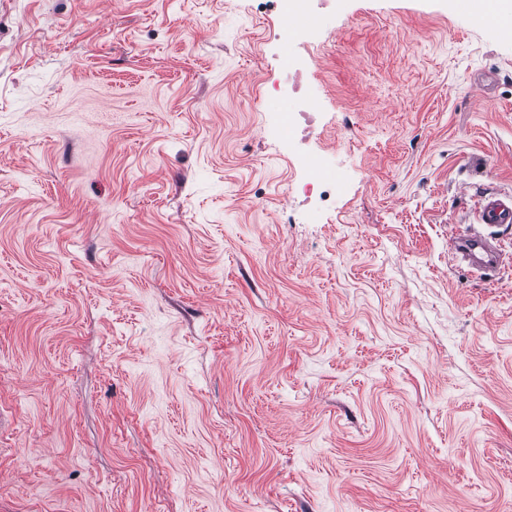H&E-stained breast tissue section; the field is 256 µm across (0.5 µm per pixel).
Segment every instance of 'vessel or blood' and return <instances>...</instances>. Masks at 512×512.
I'll list each match as a JSON object with an SVG mask.
<instances>
[{
	"label": "vessel or blood",
	"instance_id": "1",
	"mask_svg": "<svg viewBox=\"0 0 512 512\" xmlns=\"http://www.w3.org/2000/svg\"><path fill=\"white\" fill-rule=\"evenodd\" d=\"M479 215L482 229L470 226L456 231L449 240L450 250L484 276L492 277L504 263L512 261V253L506 251L495 232L499 225L512 224V195H485L480 202Z\"/></svg>",
	"mask_w": 512,
	"mask_h": 512
}]
</instances>
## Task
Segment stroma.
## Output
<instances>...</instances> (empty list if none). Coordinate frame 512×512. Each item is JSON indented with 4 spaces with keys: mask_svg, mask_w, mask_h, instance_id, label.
<instances>
[{
    "mask_svg": "<svg viewBox=\"0 0 512 512\" xmlns=\"http://www.w3.org/2000/svg\"><path fill=\"white\" fill-rule=\"evenodd\" d=\"M0 0V512H512V43L467 0ZM482 157L471 176L470 156ZM309 0H266L259 1V8L268 7L267 11L275 13L284 22L283 27L274 34L273 39L278 42L282 54L288 62L281 77L274 85V90L287 102L288 112L283 114L279 122L280 131H288V136L293 137L299 124V118H304L310 112V100L306 97H297L300 93L296 79L301 75L298 70L291 71L290 68L297 65L294 50L304 42L298 43L299 34L304 33L313 36L316 30L303 29L296 23L309 10ZM323 163L319 156H313L308 161V177L302 185V191L309 196L317 193L321 201L330 200L333 191L336 193V183L329 184L322 177ZM479 215L483 226L494 228L512 224V195L490 193L482 197ZM468 226L465 230H457L450 238L449 249L484 276L491 278L504 263H511L512 254L505 250L494 231L484 233L472 225Z\"/></svg>",
    "mask_w": 512,
    "mask_h": 512,
    "instance_id": "35a3bbf8",
    "label": "stroma"
}]
</instances>
